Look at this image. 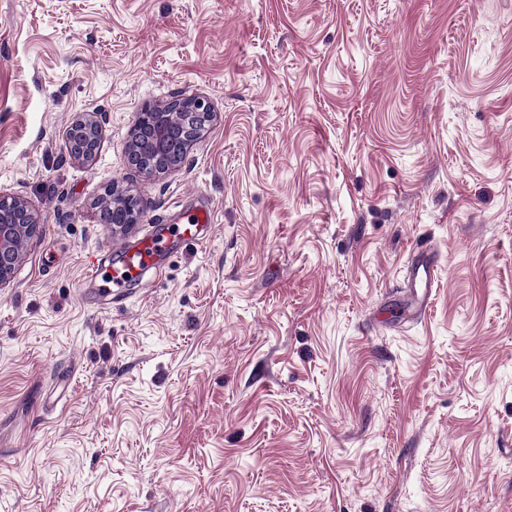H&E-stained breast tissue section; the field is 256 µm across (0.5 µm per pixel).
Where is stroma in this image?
Here are the masks:
<instances>
[{
	"label": "stroma",
	"instance_id": "obj_1",
	"mask_svg": "<svg viewBox=\"0 0 512 512\" xmlns=\"http://www.w3.org/2000/svg\"><path fill=\"white\" fill-rule=\"evenodd\" d=\"M176 95L213 119L144 178ZM0 192L42 224L0 288V512H512V0H0ZM204 206L207 244L84 303ZM167 104L179 116V132L170 127V113L158 112L154 105H145L138 113L128 145L132 165L147 177L180 167L191 146L202 137L214 113L210 102L201 96L179 95ZM104 120L102 114L85 112L74 119L66 133L68 156L82 163L95 160L100 150ZM119 193L108 198L105 202L109 207L112 206V231H124L132 224L138 223V218L142 212L140 199L118 187L113 186ZM112 187V188H113ZM423 247H420L417 249V256L419 257L417 261V266L415 268V288H416V277L420 270H422V276L421 284L419 288H422V292L420 295H417V299L414 303V312L417 313L418 311H425L432 299L433 295V288H434V264L429 257V254L425 253L422 249Z\"/></svg>",
	"mask_w": 512,
	"mask_h": 512
}]
</instances>
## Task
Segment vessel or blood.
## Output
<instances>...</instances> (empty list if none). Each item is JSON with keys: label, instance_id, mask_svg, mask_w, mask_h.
Wrapping results in <instances>:
<instances>
[{"label": "vessel or blood", "instance_id": "b4317fda", "mask_svg": "<svg viewBox=\"0 0 512 512\" xmlns=\"http://www.w3.org/2000/svg\"><path fill=\"white\" fill-rule=\"evenodd\" d=\"M213 220L210 209L203 208L190 215L183 224H169L141 242L120 249L113 263L101 265L93 261L87 282L96 286L101 298L116 299L125 291L145 267L163 269L166 260L180 244L191 241L197 244L207 242L212 234ZM417 267L422 272L421 288L414 308L422 311L429 307L434 288V264L427 253H420Z\"/></svg>", "mask_w": 512, "mask_h": 512}]
</instances>
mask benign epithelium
Returning a JSON list of instances; mask_svg holds the SVG:
<instances>
[{"mask_svg":"<svg viewBox=\"0 0 512 512\" xmlns=\"http://www.w3.org/2000/svg\"><path fill=\"white\" fill-rule=\"evenodd\" d=\"M168 105L179 116L180 130L170 127L169 113L146 105L138 113L128 145L132 165L147 177L180 167L213 117L210 102L201 96H175ZM103 124L102 115L96 112H85L74 119L66 133L68 156L82 163L94 161L101 146ZM106 204L112 207V231H124L138 223L142 208L137 196L121 190ZM40 227V219L27 200L0 194V288L10 284L21 251L39 234Z\"/></svg>","mask_w":512,"mask_h":512,"instance_id":"benign-epithelium-1","label":"benign epithelium"}]
</instances>
